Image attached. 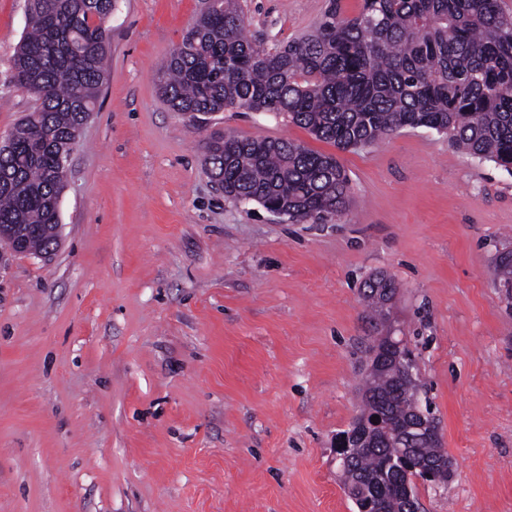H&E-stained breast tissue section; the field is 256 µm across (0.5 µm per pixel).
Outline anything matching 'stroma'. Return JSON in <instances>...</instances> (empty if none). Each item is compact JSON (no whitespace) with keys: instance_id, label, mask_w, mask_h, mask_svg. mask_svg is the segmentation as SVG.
Listing matches in <instances>:
<instances>
[{"instance_id":"1","label":"stroma","mask_w":512,"mask_h":512,"mask_svg":"<svg viewBox=\"0 0 512 512\" xmlns=\"http://www.w3.org/2000/svg\"><path fill=\"white\" fill-rule=\"evenodd\" d=\"M208 0H115L97 108L70 155L51 258L0 245V512H357L336 436L391 318L452 463L419 512H512V174L406 129L336 152L266 112L170 110L158 72ZM327 0H245L264 46ZM27 0H0V136L37 100L11 81ZM336 154L348 209L292 224L227 200L208 137ZM375 288H388L389 292L393 295L395 292L396 284L395 281L392 278L387 277H374V278H368L364 284L362 289L360 290V294L365 302H367L368 306H370L382 319V314L380 311V306H386L389 307L391 305V299L390 295L388 294V290L379 289V292H377V299L378 302L373 298V295L375 293ZM371 302H369V301Z\"/></svg>"}]
</instances>
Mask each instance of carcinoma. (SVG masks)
<instances>
[{"label": "carcinoma", "mask_w": 512, "mask_h": 512, "mask_svg": "<svg viewBox=\"0 0 512 512\" xmlns=\"http://www.w3.org/2000/svg\"><path fill=\"white\" fill-rule=\"evenodd\" d=\"M113 0H29L31 30L20 42L13 80L39 105L0 150V225L35 229L26 250L56 242L54 201L64 188L62 150L92 112L106 73ZM158 92L192 118L212 112H273L341 151L373 146L406 128L448 135L453 146L512 173V10L502 0H362L343 15L329 0L309 34L267 49L249 38L239 0H210L161 69ZM205 165L226 198L288 211V220L327 224L350 202L336 158L288 140L224 134L206 145ZM495 282L512 298V252L496 261ZM367 279L360 294L375 312ZM361 415L383 425L341 471L344 486L362 485L383 512H416L407 474L434 462L441 448L402 452L416 402L387 367L368 375Z\"/></svg>", "instance_id": "carcinoma-1"}]
</instances>
